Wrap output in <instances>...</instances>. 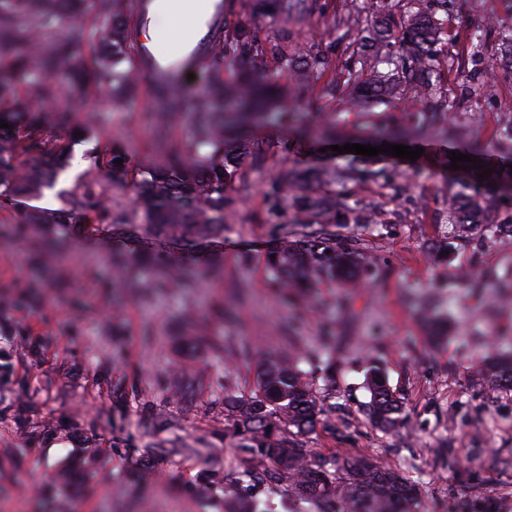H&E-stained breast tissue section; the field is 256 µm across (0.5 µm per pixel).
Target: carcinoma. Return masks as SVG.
Instances as JSON below:
<instances>
[{
    "instance_id": "obj_1",
    "label": "carcinoma",
    "mask_w": 512,
    "mask_h": 512,
    "mask_svg": "<svg viewBox=\"0 0 512 512\" xmlns=\"http://www.w3.org/2000/svg\"><path fill=\"white\" fill-rule=\"evenodd\" d=\"M258 17L291 15L292 0H250ZM82 17L94 37L105 33L99 51L89 65L77 55L72 43L54 35L61 10ZM125 0H0V45L12 52L13 68L23 74L38 72L41 78L12 92L0 87V199L17 201L41 195L50 173L36 169L24 179L16 178L18 159L23 154L49 157L58 154L56 140L41 125L17 118L34 111V104L54 102L60 87L68 85L83 95L90 91L125 100L135 82L131 77L134 43L139 23L126 18ZM448 28L435 12L419 8V0H376L373 16L366 20L363 50L351 52L353 62L343 80H334L317 90V83L329 67L328 57L312 47L301 53L277 42L261 44L247 27H237L215 38L207 64L209 81L203 94L188 97L176 83L161 77L151 83L153 106L148 112L154 123L151 147L162 153V161L131 170L126 156L111 153L101 164L112 178L133 175L137 190L136 217L98 206L97 193L89 189L72 196L58 209L41 213L40 224H58L77 232L119 235L132 242L160 241L173 252L187 255L207 243L224 238V216L235 206L229 187L242 180V160L260 162L282 150L273 138L260 139L246 130L268 120L286 125L301 136L325 144L336 142V125L308 129L299 124L298 105L285 104L279 95V111L269 114L267 62L286 71L296 81L295 100L308 111L317 109L322 93H341L360 104H382L391 96L423 102L437 96L448 98L447 90L431 79L442 48L439 34ZM243 63L242 76L235 82L224 78V59ZM388 65L381 72L379 64ZM188 109L189 140L168 145L172 118ZM9 127L4 128L2 124ZM433 138L450 142L462 138L458 127L435 126L415 119L401 128L383 127L367 132L357 142L379 146L419 143ZM512 153V125L485 140L473 133L466 138V154L481 159L489 152ZM122 160V165L115 164ZM374 158L365 157L364 166L342 176L336 170L320 168L299 171L287 184L274 181L269 197L276 199L283 189L294 210V223L316 224L318 228L296 238L277 235L271 239L266 267L274 287L288 292L314 288L323 281L345 283L361 270L363 253L357 243L332 230L337 224L367 221L364 209L350 202L349 181L374 179L383 170L373 168ZM479 171L470 166L448 192V220L454 224L485 225L494 237L512 233V219L500 224L489 220V204L473 194ZM428 340L440 343L448 338V321L431 314L423 320ZM297 354L268 353L257 358L255 389L251 396L224 398L232 418L229 437L238 455L258 461L255 470L238 472L234 489L227 495V512H260L241 492L256 483L276 487L288 481L292 493L313 504L317 512H409L420 494L416 480L406 473L382 467L365 455L349 456L342 462L328 461L305 447V437L314 428L324 407L312 388L303 381ZM482 383L512 388V352L506 353L477 372ZM370 400L366 411L384 432L398 428L402 406L388 386L385 372L373 364L367 374Z\"/></svg>"
}]
</instances>
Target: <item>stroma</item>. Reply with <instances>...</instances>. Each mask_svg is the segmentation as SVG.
Returning <instances> with one entry per match:
<instances>
[{"label":"stroma","mask_w":512,"mask_h":512,"mask_svg":"<svg viewBox=\"0 0 512 512\" xmlns=\"http://www.w3.org/2000/svg\"><path fill=\"white\" fill-rule=\"evenodd\" d=\"M248 3L224 0V28L322 48L332 59L326 79L344 68L361 24L333 26L339 0L265 19L253 18ZM444 9L451 35L439 73L456 105L447 119L492 136L512 124V74L499 71L493 98L471 88L490 70L501 32L512 29V0H446ZM488 18L486 49L472 55L469 34ZM138 84V94L118 105L62 88L60 101L75 105L65 126L53 105L38 104L35 117L58 140L64 165L38 199L0 202V512H224L226 488L250 465L224 464L231 452L224 394L250 395L256 378L255 361L225 346L283 352L293 330L319 352L301 365L324 405L307 448L328 460L366 455L408 472L422 488L417 512H512V390L472 382L494 350L493 332H512V292L501 288L512 282V237L448 223L451 144L433 139L417 160L389 158L388 183L350 185L353 199L382 218L336 227L363 248L358 285L325 282L290 302L269 283L266 247L273 235L304 227L287 199L268 197V184L345 157L268 124L259 136L287 148L261 164L244 159L224 240L195 257L214 263L213 276L189 294L156 287L169 255L153 242L154 260L135 292L112 264L126 248L121 238L68 235L29 216L60 208L90 184L112 209L133 212V182L111 186L100 160L119 149L132 165L153 161L149 84ZM411 110L398 97L352 110L328 96L300 119L401 124ZM432 301L453 319L448 341L435 348L419 321ZM327 336L345 343L325 345ZM371 358L403 407L400 428L389 434L364 410Z\"/></svg>","instance_id":"35a3bbf8"}]
</instances>
